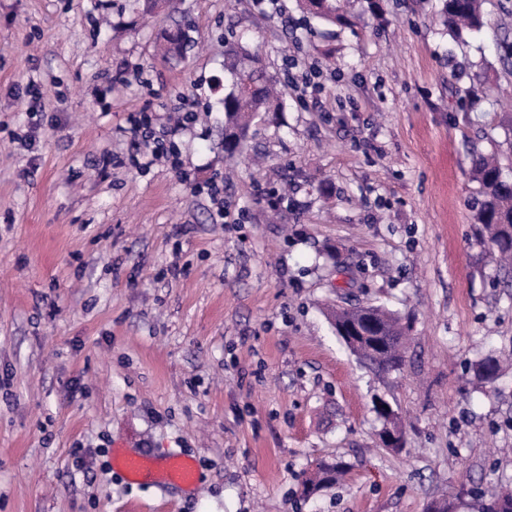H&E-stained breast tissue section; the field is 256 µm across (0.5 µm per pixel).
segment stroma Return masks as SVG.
<instances>
[{"mask_svg": "<svg viewBox=\"0 0 512 512\" xmlns=\"http://www.w3.org/2000/svg\"><path fill=\"white\" fill-rule=\"evenodd\" d=\"M440 6L388 0L385 21L340 26L297 0L151 15L133 0H0V512H424L440 495L479 512L461 485L512 487V366L487 386L472 369L512 358V272L477 240L470 161L495 152L512 174L497 25L512 0H486L489 25L457 37ZM176 23L196 42L182 61L158 50ZM233 33L287 93L230 155ZM311 66L321 89L302 101L290 86ZM182 98L199 115L182 169L133 166L129 113L164 124ZM212 180L222 224L193 190ZM284 187L289 204L271 208ZM346 303L410 321L401 371L348 349L327 316ZM379 398L401 419L399 451L379 443ZM116 442L193 456L201 479L128 483ZM322 460L347 474L301 496Z\"/></svg>", "mask_w": 512, "mask_h": 512, "instance_id": "1", "label": "stroma"}]
</instances>
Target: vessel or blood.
<instances>
[{
	"label": "vessel or blood",
	"mask_w": 512,
	"mask_h": 512,
	"mask_svg": "<svg viewBox=\"0 0 512 512\" xmlns=\"http://www.w3.org/2000/svg\"><path fill=\"white\" fill-rule=\"evenodd\" d=\"M113 457L127 479L145 480L165 487L175 485L182 488L194 487L200 470L197 461L185 454H172L154 458L123 449H115Z\"/></svg>",
	"instance_id": "b4317fda"
}]
</instances>
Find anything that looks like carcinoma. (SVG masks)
I'll use <instances>...</instances> for the list:
<instances>
[{
    "label": "carcinoma",
    "mask_w": 512,
    "mask_h": 512,
    "mask_svg": "<svg viewBox=\"0 0 512 512\" xmlns=\"http://www.w3.org/2000/svg\"><path fill=\"white\" fill-rule=\"evenodd\" d=\"M300 8L313 18L330 24H351L350 9L353 3L360 4L359 15L377 18L383 13V0H299ZM484 0H443L439 16L443 25L453 33L466 28L480 30L486 24L483 11ZM187 32L178 29L166 37L164 53L181 55L190 46ZM227 55L232 59L230 67L231 85L221 100L224 112V151L236 153L246 137L254 117L259 112H277L281 108L280 96L267 80L259 65V58L240 38L227 44ZM472 175L479 184L478 196L473 209L477 223L476 234L486 240L497 253L503 266H512V180L503 173V167L493 156L474 152L471 154ZM373 318L378 329L372 330L361 324L360 308L338 307L333 311L334 323L346 325L360 323L366 336H383L390 342L370 345L362 354L363 361L377 370L389 373L405 366L404 344L409 326L395 313L381 307L373 309ZM498 357L487 355L474 364L478 381L493 384L500 376ZM343 470L340 464L320 462L316 466L311 488L337 479Z\"/></svg>",
    "instance_id": "1"
}]
</instances>
